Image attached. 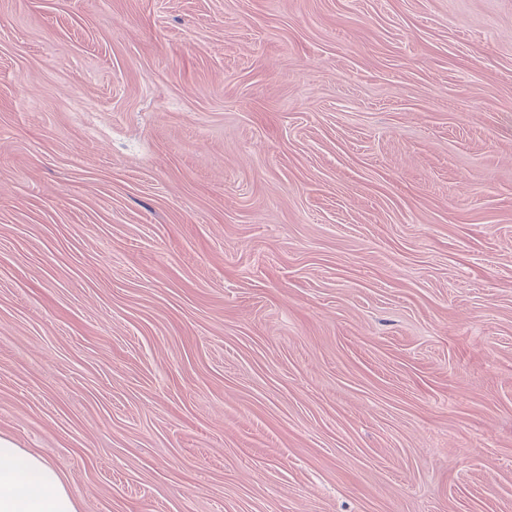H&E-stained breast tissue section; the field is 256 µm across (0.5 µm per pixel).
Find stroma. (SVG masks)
Listing matches in <instances>:
<instances>
[{
	"instance_id": "1",
	"label": "stroma",
	"mask_w": 512,
	"mask_h": 512,
	"mask_svg": "<svg viewBox=\"0 0 512 512\" xmlns=\"http://www.w3.org/2000/svg\"><path fill=\"white\" fill-rule=\"evenodd\" d=\"M0 433L80 512H512V0H0Z\"/></svg>"
}]
</instances>
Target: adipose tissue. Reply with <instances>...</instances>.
Wrapping results in <instances>:
<instances>
[{
  "label": "adipose tissue",
  "instance_id": "ef3b65f1",
  "mask_svg": "<svg viewBox=\"0 0 512 512\" xmlns=\"http://www.w3.org/2000/svg\"><path fill=\"white\" fill-rule=\"evenodd\" d=\"M0 512H79L59 465L0 434Z\"/></svg>",
  "mask_w": 512,
  "mask_h": 512
}]
</instances>
